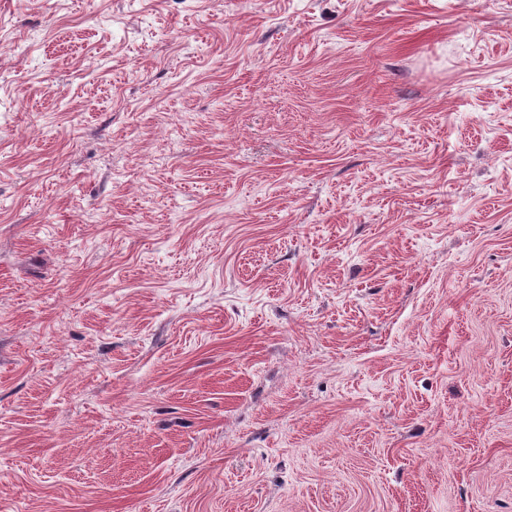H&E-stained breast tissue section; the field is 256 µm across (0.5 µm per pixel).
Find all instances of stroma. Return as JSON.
<instances>
[{
  "label": "stroma",
  "instance_id": "obj_1",
  "mask_svg": "<svg viewBox=\"0 0 512 512\" xmlns=\"http://www.w3.org/2000/svg\"><path fill=\"white\" fill-rule=\"evenodd\" d=\"M0 512H512V0H0Z\"/></svg>",
  "mask_w": 512,
  "mask_h": 512
}]
</instances>
